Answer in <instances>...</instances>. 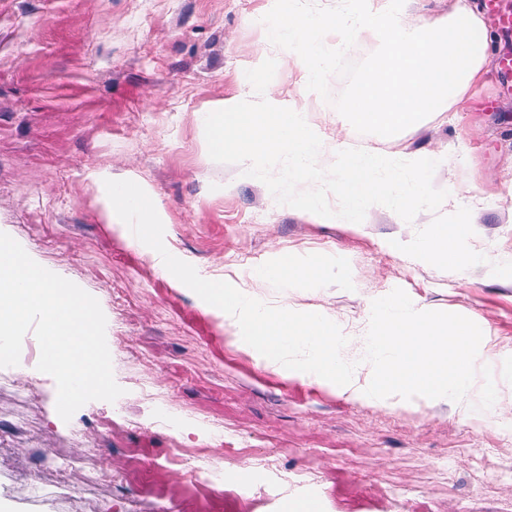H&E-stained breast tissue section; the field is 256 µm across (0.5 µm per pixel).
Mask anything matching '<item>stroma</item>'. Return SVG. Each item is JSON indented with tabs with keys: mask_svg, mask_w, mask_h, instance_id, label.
<instances>
[{
	"mask_svg": "<svg viewBox=\"0 0 512 512\" xmlns=\"http://www.w3.org/2000/svg\"><path fill=\"white\" fill-rule=\"evenodd\" d=\"M271 0H0V232L38 264L95 297L106 317L119 401L88 402L70 421L56 411L54 378L37 358L20 369L33 395L0 393V436L14 446L0 467L9 512H73L60 482L85 471L44 467L39 449L111 462L112 479L88 486L97 512H287L318 501L322 512H512V87L496 79L504 50L455 111L428 113L388 139L355 126L346 101L379 46L369 35L308 85L296 54L272 46L258 23ZM277 62L264 97L308 115L326 147L371 142L437 160L438 212L403 221L370 207L364 224H324L278 204L238 164L214 162L208 113L250 99L246 70ZM148 193L164 243L199 275L277 307L313 309L347 337V361L364 349L373 300L403 289L419 308L463 315L483 332L477 366L497 388L493 415L477 410L482 378L460 406L416 400L395 408L282 376L234 341L235 327L135 243L106 223L105 180ZM471 211L470 247L485 263L444 271L395 247L435 214ZM289 257L321 262L323 281H275L258 270ZM116 419L104 435L98 419ZM80 427L85 444L72 441ZM180 447L182 465L166 461ZM207 461L223 483L191 481ZM254 475L249 500L237 476ZM36 483L25 494L20 480Z\"/></svg>",
	"mask_w": 512,
	"mask_h": 512,
	"instance_id": "obj_1",
	"label": "stroma"
}]
</instances>
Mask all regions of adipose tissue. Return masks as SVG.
<instances>
[{
    "label": "adipose tissue",
    "mask_w": 512,
    "mask_h": 512,
    "mask_svg": "<svg viewBox=\"0 0 512 512\" xmlns=\"http://www.w3.org/2000/svg\"><path fill=\"white\" fill-rule=\"evenodd\" d=\"M265 17L271 41L299 55L308 83L326 71L330 58L322 32L335 28L339 42L370 31L382 54L371 77H359L347 102L357 124L391 138L417 128L425 114L443 113L464 102L483 82L491 36L476 6L458 0L448 20L411 29L397 22L402 0H343L327 17L304 8L302 0H273Z\"/></svg>",
    "instance_id": "ef3b65f1"
}]
</instances>
